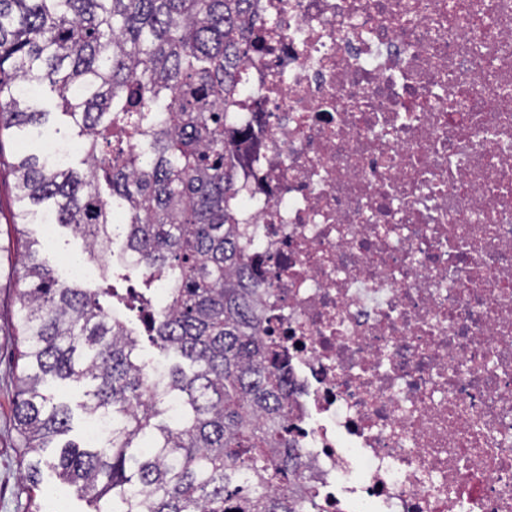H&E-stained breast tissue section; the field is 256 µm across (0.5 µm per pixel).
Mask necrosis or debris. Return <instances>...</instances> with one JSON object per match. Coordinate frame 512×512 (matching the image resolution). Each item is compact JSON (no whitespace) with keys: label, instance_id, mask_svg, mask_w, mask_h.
I'll list each match as a JSON object with an SVG mask.
<instances>
[{"label":"necrosis or debris","instance_id":"4bbe7bcc","mask_svg":"<svg viewBox=\"0 0 512 512\" xmlns=\"http://www.w3.org/2000/svg\"><path fill=\"white\" fill-rule=\"evenodd\" d=\"M238 234L315 512H512V0H257Z\"/></svg>","mask_w":512,"mask_h":512}]
</instances>
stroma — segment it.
I'll return each mask as SVG.
<instances>
[{
    "instance_id": "stroma-1",
    "label": "stroma",
    "mask_w": 512,
    "mask_h": 512,
    "mask_svg": "<svg viewBox=\"0 0 512 512\" xmlns=\"http://www.w3.org/2000/svg\"><path fill=\"white\" fill-rule=\"evenodd\" d=\"M30 239L36 241L37 256L58 274H65L69 263L85 259L84 241L71 228L57 224H30ZM16 288L14 276L0 270V512H28L37 503L40 512H86L77 494L59 485L50 464L52 450L40 453V485L31 490L25 480L26 467L19 455L13 407L17 390Z\"/></svg>"
}]
</instances>
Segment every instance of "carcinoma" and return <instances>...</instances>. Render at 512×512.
<instances>
[{
    "label": "carcinoma",
    "instance_id": "obj_1",
    "mask_svg": "<svg viewBox=\"0 0 512 512\" xmlns=\"http://www.w3.org/2000/svg\"><path fill=\"white\" fill-rule=\"evenodd\" d=\"M253 0H0V137L27 139L56 116L82 143L85 169L34 152L15 182V405L24 456L59 449L53 468L88 505L112 512H302L288 417V361L264 340L262 283L239 242L241 132L229 107L250 52ZM47 87L51 108L24 88ZM136 127L130 150L112 135ZM145 272L112 288V225ZM81 234L102 284L60 280L36 259L26 224ZM170 356L163 392L141 336ZM52 376L91 383L79 407L106 424L98 447L61 442L72 409L47 404Z\"/></svg>",
    "mask_w": 512,
    "mask_h": 512
}]
</instances>
